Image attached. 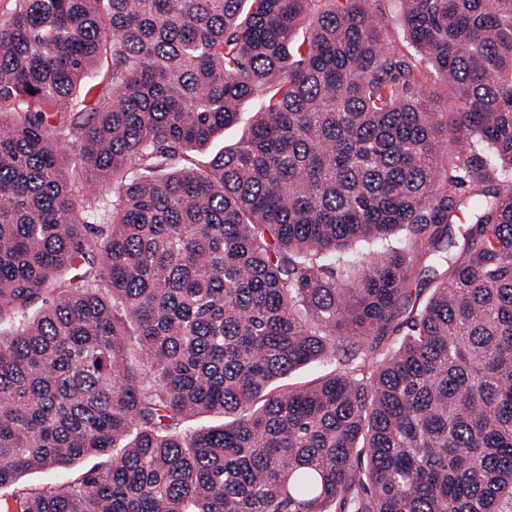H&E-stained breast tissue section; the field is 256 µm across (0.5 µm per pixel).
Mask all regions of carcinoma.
Masks as SVG:
<instances>
[{
  "label": "carcinoma",
  "instance_id": "1",
  "mask_svg": "<svg viewBox=\"0 0 512 512\" xmlns=\"http://www.w3.org/2000/svg\"><path fill=\"white\" fill-rule=\"evenodd\" d=\"M366 2L0 24V489L93 460L17 512H512V0H401L416 56ZM424 66L470 153L441 152ZM247 101L235 147L187 154ZM427 255L442 279L399 323ZM426 101H429L438 112H448V101L450 93L448 87L435 73L424 67V73L420 82L414 88ZM450 102V101H449ZM448 112V125L451 123L452 115Z\"/></svg>",
  "mask_w": 512,
  "mask_h": 512
}]
</instances>
